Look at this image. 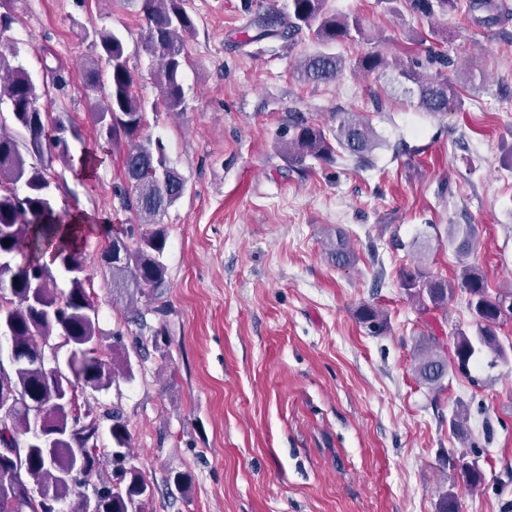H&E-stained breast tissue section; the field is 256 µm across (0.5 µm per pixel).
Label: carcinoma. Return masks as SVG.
<instances>
[{
  "mask_svg": "<svg viewBox=\"0 0 512 512\" xmlns=\"http://www.w3.org/2000/svg\"><path fill=\"white\" fill-rule=\"evenodd\" d=\"M146 21L145 49L157 62L151 72L167 112L186 110L182 85L185 38L195 29L186 0H139ZM402 3L409 13L426 19L461 9V0H385L398 12ZM468 14L476 23L493 25L512 14L504 0H469ZM484 16L478 17L476 13ZM309 35L323 49L305 56L299 64L303 81L327 83L345 70L367 73L394 67L412 82L416 107L433 117L462 105L457 88L443 74L457 71L454 59L432 52L408 64H390L371 48L354 64L333 51L338 45L365 39L362 20L338 14L327 0H288L281 10L249 19L241 45L263 41L293 43ZM93 54L85 66V95L103 147L125 140L124 184L115 188L120 207L132 213L134 224L112 225V237L101 261L112 277V287L133 288L150 305V292L165 281L162 256L167 246L163 218L186 191V180L169 164L158 141L142 137L145 112L135 94V74L123 40L108 30H98L91 43ZM17 54L0 56V105L6 104L23 134L9 133L0 124V283L8 295L0 299V330L9 336L14 358L0 368V389L21 397L25 404L0 421V512H61L73 500L72 512H84L87 501L94 512H147L152 488L138 457L122 411L110 414L112 478L98 479L101 466L100 419L82 408L79 394L109 389L116 378L134 373L129 357L98 356V312L88 288L92 275L84 253L83 231L70 232L73 214L56 208L57 176L52 167L61 160L78 175L93 171L90 157L70 154L69 137L79 133L58 116L52 118L37 105L39 94L28 71L16 62ZM277 148L288 166L302 168L312 159L323 165L336 163L346 153L366 164L380 139L364 112H335L329 121L317 122L304 112H290L282 124ZM10 240L4 244V240ZM448 244L454 248L461 273L455 280L431 272L420 258L400 272L399 285L420 310H439L447 316L457 292L466 294L474 331L458 329L453 352L435 334L422 336L413 353L416 380L440 390L448 374H464L483 354L508 361L512 343L504 345L498 334L507 321L501 308H512V285L492 294L483 271L469 263L479 247L472 224H449ZM328 258L349 267L355 251L341 232L325 242ZM50 254V262L43 261ZM64 273L69 288L57 290L52 269ZM359 324L374 336L389 330L388 314L371 304L361 306ZM70 350L66 366L47 368L41 361L45 347ZM462 486L473 490L484 482L474 466L461 476Z\"/></svg>",
  "mask_w": 512,
  "mask_h": 512,
  "instance_id": "cac0c4a2",
  "label": "carcinoma"
}]
</instances>
